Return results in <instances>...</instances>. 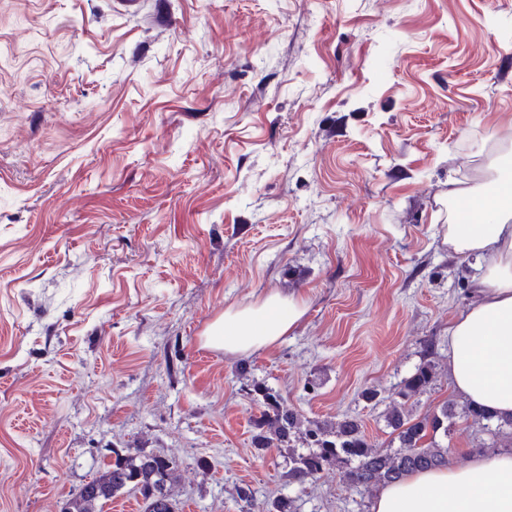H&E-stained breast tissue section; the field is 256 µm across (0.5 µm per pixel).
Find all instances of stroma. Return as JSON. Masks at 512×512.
I'll use <instances>...</instances> for the list:
<instances>
[{"mask_svg": "<svg viewBox=\"0 0 512 512\" xmlns=\"http://www.w3.org/2000/svg\"><path fill=\"white\" fill-rule=\"evenodd\" d=\"M510 128L512 0H0V512L130 448L176 462L178 512H371L334 470L289 485L248 390L384 446L431 339L408 407L457 400L448 188L494 189ZM273 293L306 303L284 340L204 346Z\"/></svg>", "mask_w": 512, "mask_h": 512, "instance_id": "1", "label": "stroma"}]
</instances>
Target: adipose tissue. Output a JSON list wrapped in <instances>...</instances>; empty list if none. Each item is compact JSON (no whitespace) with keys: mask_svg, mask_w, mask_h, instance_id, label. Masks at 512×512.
Wrapping results in <instances>:
<instances>
[{"mask_svg":"<svg viewBox=\"0 0 512 512\" xmlns=\"http://www.w3.org/2000/svg\"><path fill=\"white\" fill-rule=\"evenodd\" d=\"M493 159L498 189L479 200L480 223L448 225L445 239L475 260L473 301L448 329V376L454 391L488 413L512 415V134ZM306 311L278 293L228 307L203 336L205 346L247 354L277 344ZM372 512H512V452L475 454L461 465L414 473L381 488Z\"/></svg>","mask_w":512,"mask_h":512,"instance_id":"obj_1","label":"adipose tissue"}]
</instances>
